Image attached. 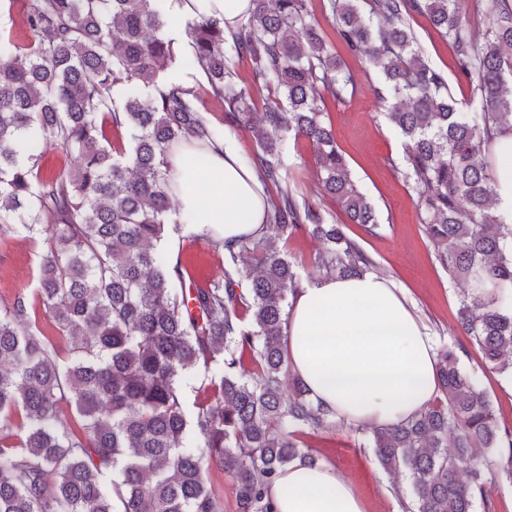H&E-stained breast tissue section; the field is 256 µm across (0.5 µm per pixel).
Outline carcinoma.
Returning a JSON list of instances; mask_svg holds the SVG:
<instances>
[{
  "label": "carcinoma",
  "mask_w": 512,
  "mask_h": 512,
  "mask_svg": "<svg viewBox=\"0 0 512 512\" xmlns=\"http://www.w3.org/2000/svg\"><path fill=\"white\" fill-rule=\"evenodd\" d=\"M156 2L27 0L20 26L33 41L0 27V230L40 245L35 302L20 292L0 307V512H224L211 464L231 475L240 512H272L275 478L296 460L318 465L300 436L336 422L288 366L297 276L284 246L298 231L316 238L326 277L375 264L343 225L299 204L280 140L287 130L307 140L322 194L375 232V208L320 108L326 95L353 92L354 78L308 0H252L227 29L194 19L186 60ZM459 2L330 0L336 37L378 73L374 91L405 141V177L436 258L470 286L456 312L465 340L437 354L441 396L371 430L377 462L407 476L416 512H473L478 501L496 512L488 487L512 479V427L461 366L474 351L483 372L512 378V212L492 210L486 158L512 130V0H487L481 42ZM416 15L451 47L480 101L473 116L418 45ZM234 57L250 62L243 85ZM183 65L204 75L227 126L253 132L252 165L277 190L259 234L212 240L224 253L217 280L198 281L153 250L177 188L170 148L221 139L198 89L167 73ZM272 83L286 106L263 103L256 124L255 94ZM49 149L79 164L45 176ZM247 258L259 271L243 279ZM190 376L204 395L191 410L181 392Z\"/></svg>",
  "instance_id": "1"
}]
</instances>
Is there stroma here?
I'll return each mask as SVG.
<instances>
[{
	"label": "stroma",
	"mask_w": 512,
	"mask_h": 512,
	"mask_svg": "<svg viewBox=\"0 0 512 512\" xmlns=\"http://www.w3.org/2000/svg\"><path fill=\"white\" fill-rule=\"evenodd\" d=\"M410 25L431 64L453 79L454 56L446 41L422 17H413ZM335 51L354 77L355 92L342 101L326 99L324 120L348 161L352 179L377 211V233L371 235L359 225L346 223L335 201L319 194L313 149L308 142L283 133L282 162L299 201L309 202L327 219L343 224L346 235L358 241L373 259L377 275L389 279L403 293L436 348L446 347L460 337L455 315L465 286L449 279L423 232L417 195L404 175L403 138L375 95L374 68L365 57L351 54L343 45L336 44ZM451 88L465 111H478L479 102L469 85L453 79ZM201 110L210 126L235 146L241 162L250 164L257 150L252 134L225 126L223 108L211 98H203ZM156 251L168 261L181 262L201 280L220 277L224 272L223 253L215 251L207 235L194 224L168 225ZM287 251L301 285L316 282L319 243L310 235L299 233L289 238ZM36 254L35 244L24 233L0 235V302L12 299L17 292L32 291ZM463 367L467 372L481 374L483 389L497 419L512 425V380L482 373L475 354L464 359ZM368 439L367 432L359 433L340 424L308 437L307 443L322 464L334 467L350 482L367 512H393L395 503L386 496V488L401 489L407 497L412 489L405 477L389 475L379 466Z\"/></svg>",
	"instance_id": "1"
}]
</instances>
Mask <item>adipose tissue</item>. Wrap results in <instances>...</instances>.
I'll return each mask as SVG.
<instances>
[{
	"label": "adipose tissue",
	"instance_id": "ef3b65f1",
	"mask_svg": "<svg viewBox=\"0 0 512 512\" xmlns=\"http://www.w3.org/2000/svg\"><path fill=\"white\" fill-rule=\"evenodd\" d=\"M251 0H160L171 18L235 23ZM204 154L205 166L184 165ZM170 159L183 223L235 239L259 229L264 196L255 171L219 143L183 142ZM288 363L311 398L352 426L381 427L421 409L437 392V349L405 298L382 277L323 278L299 289L288 314ZM276 512H365L351 485L327 465L291 463L269 491Z\"/></svg>",
	"mask_w": 512,
	"mask_h": 512
}]
</instances>
